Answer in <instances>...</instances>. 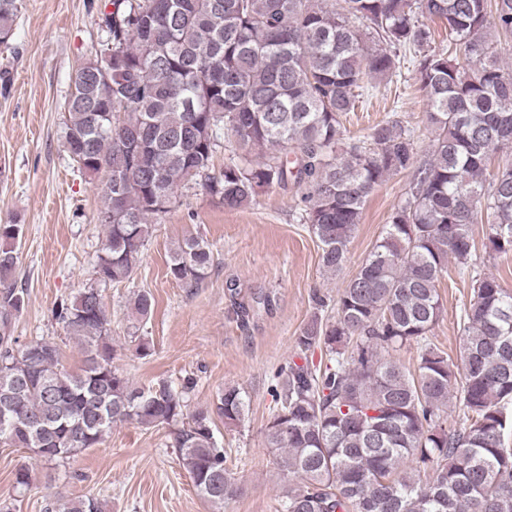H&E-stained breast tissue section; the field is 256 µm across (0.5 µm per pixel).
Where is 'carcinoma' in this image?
Returning a JSON list of instances; mask_svg holds the SVG:
<instances>
[{"label":"carcinoma","instance_id":"obj_1","mask_svg":"<svg viewBox=\"0 0 512 512\" xmlns=\"http://www.w3.org/2000/svg\"><path fill=\"white\" fill-rule=\"evenodd\" d=\"M107 78L77 69L64 103L65 145L101 188L106 239L94 284L61 299L54 317L81 341L67 368L49 341L18 346L13 319L26 293L13 281L18 224H0V445L45 461L101 444L116 424L166 425L198 494L222 505L236 493L215 419L236 427L246 395L226 386L186 413L197 382L138 386L114 365L111 318L98 288L130 280L152 226L178 191L200 184L234 209L288 182L302 190L301 221L340 271L374 189L415 170L403 200L356 274L336 296V320L312 318L295 338L303 363L275 375L267 445L296 484L282 512H512V293L471 276L460 361L430 342L452 257L470 266L472 226L488 225V254L512 253V74L484 37L512 34V0H108ZM17 0H0V45L13 37ZM448 49L429 48V23ZM414 51L432 130L417 164L414 131L383 121L341 149L343 117L365 84L401 75ZM221 147L244 152L215 171ZM213 258L201 238L173 251L168 274L191 291ZM226 295L246 323L254 305L231 280ZM152 294L133 296L135 318ZM417 346L409 369L393 353ZM321 349L326 361L308 354ZM459 423L447 428L448 407ZM57 512H99L67 500Z\"/></svg>","mask_w":512,"mask_h":512}]
</instances>
